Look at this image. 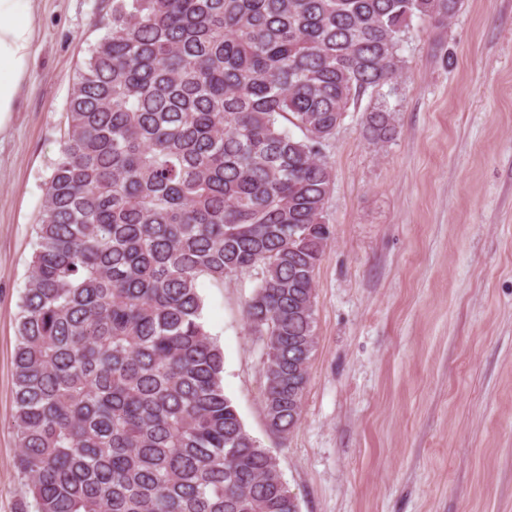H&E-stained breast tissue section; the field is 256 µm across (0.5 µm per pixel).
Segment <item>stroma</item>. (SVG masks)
Masks as SVG:
<instances>
[{
  "label": "stroma",
  "mask_w": 512,
  "mask_h": 512,
  "mask_svg": "<svg viewBox=\"0 0 512 512\" xmlns=\"http://www.w3.org/2000/svg\"><path fill=\"white\" fill-rule=\"evenodd\" d=\"M107 0H34V60L0 132V512H19L13 355L38 212L76 72ZM382 92L396 134H365L369 98L330 140L316 274L318 344L301 419L267 427L263 345L244 273L204 279L224 391L276 455L300 512H512V0H463L413 23Z\"/></svg>",
  "instance_id": "35a3bbf8"
}]
</instances>
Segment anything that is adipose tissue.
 I'll use <instances>...</instances> for the list:
<instances>
[{
	"instance_id": "1",
	"label": "adipose tissue",
	"mask_w": 512,
	"mask_h": 512,
	"mask_svg": "<svg viewBox=\"0 0 512 512\" xmlns=\"http://www.w3.org/2000/svg\"><path fill=\"white\" fill-rule=\"evenodd\" d=\"M32 0H0V129L15 110L27 74L34 30Z\"/></svg>"
}]
</instances>
